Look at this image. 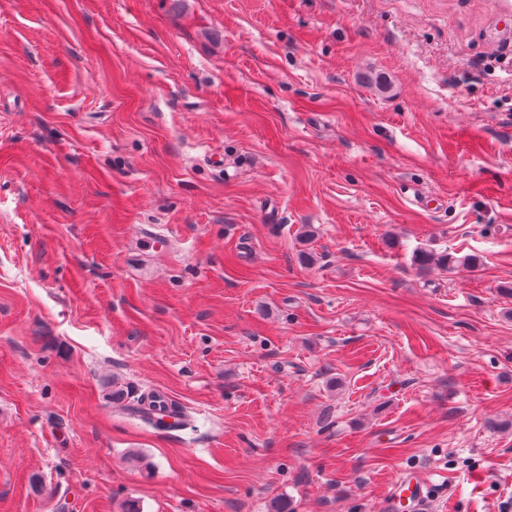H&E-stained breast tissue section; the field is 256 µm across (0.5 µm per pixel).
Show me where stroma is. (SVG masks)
<instances>
[{
  "instance_id": "obj_1",
  "label": "stroma",
  "mask_w": 512,
  "mask_h": 512,
  "mask_svg": "<svg viewBox=\"0 0 512 512\" xmlns=\"http://www.w3.org/2000/svg\"><path fill=\"white\" fill-rule=\"evenodd\" d=\"M408 476L512 505V0H0V512ZM418 269L425 271L432 266L441 267L448 270L458 268H475L477 259L473 256H464L458 258L448 254V252L437 253L429 249L418 250L414 257ZM160 391L137 394L131 387L121 382L112 383V402L122 404L125 410L140 418L142 422L153 427H168L165 417H173L172 400Z\"/></svg>"
}]
</instances>
